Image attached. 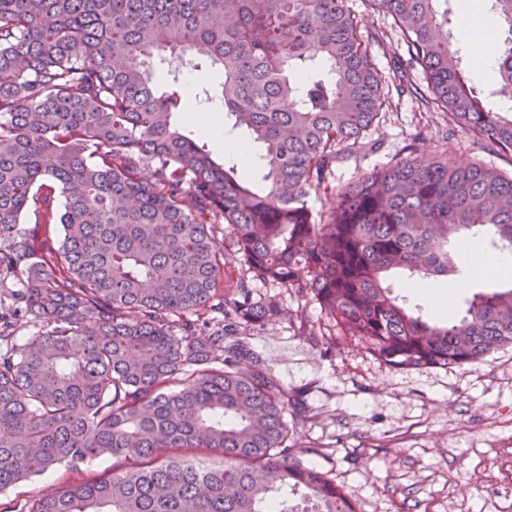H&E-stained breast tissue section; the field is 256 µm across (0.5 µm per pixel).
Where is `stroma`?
Masks as SVG:
<instances>
[{
	"label": "stroma",
	"instance_id": "stroma-1",
	"mask_svg": "<svg viewBox=\"0 0 512 512\" xmlns=\"http://www.w3.org/2000/svg\"><path fill=\"white\" fill-rule=\"evenodd\" d=\"M366 35L377 36L376 67L388 102L366 148L342 151L333 186L342 188L403 159L483 163L512 176V156L477 144L442 112L428 111L430 90L403 37L370 0H347ZM496 271L475 275L450 311L422 302L431 323L462 313L472 295L504 287ZM259 298H276L284 316L250 339L301 414L291 441L308 463L328 470L358 512H512V344L482 360L448 368L397 369L331 326L310 291L253 282ZM101 457L64 466L0 493V512L111 469Z\"/></svg>",
	"mask_w": 512,
	"mask_h": 512
}]
</instances>
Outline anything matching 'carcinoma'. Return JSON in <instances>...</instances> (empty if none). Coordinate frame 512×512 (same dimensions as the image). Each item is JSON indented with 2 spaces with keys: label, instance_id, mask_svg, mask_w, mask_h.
<instances>
[{
  "label": "carcinoma",
  "instance_id": "obj_1",
  "mask_svg": "<svg viewBox=\"0 0 512 512\" xmlns=\"http://www.w3.org/2000/svg\"><path fill=\"white\" fill-rule=\"evenodd\" d=\"M373 2L423 68L425 106L512 155V116L483 106L448 42L464 22L449 0ZM487 2L508 26L502 89L512 0ZM198 57L224 75L204 103L261 147L260 190L174 123ZM384 84L346 0H0V492L122 460L18 512H356L288 444L299 414L248 343L284 312L253 280L308 289L398 369L512 344V287L432 325L386 279L448 276V242L477 227L512 250V177L405 159L333 191L326 214L308 206L338 153L365 146ZM219 232L246 267L232 284Z\"/></svg>",
  "mask_w": 512,
  "mask_h": 512
}]
</instances>
